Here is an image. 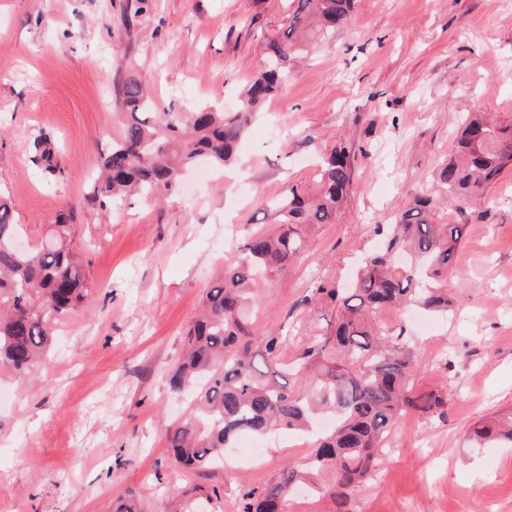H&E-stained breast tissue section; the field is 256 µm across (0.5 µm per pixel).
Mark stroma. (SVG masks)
Masks as SVG:
<instances>
[{"mask_svg": "<svg viewBox=\"0 0 512 512\" xmlns=\"http://www.w3.org/2000/svg\"><path fill=\"white\" fill-rule=\"evenodd\" d=\"M0 0V191L26 242L62 212L90 295L55 327L33 376L0 375L13 392L0 410V512H237L240 484L262 487L285 464L304 467L310 438H261L265 464L176 468L166 443L189 401L166 372L230 247L276 222L270 199L316 186L315 156L337 139L361 145L335 223L318 226L286 273L261 293L260 326L287 337L292 358L326 332L336 309L318 284L344 282L378 249L471 112L512 119V0H358L334 38L292 63L236 159L209 182L196 169L177 193L112 210L85 201L94 165L122 130L117 85L135 74L159 111L236 105L264 47L295 0ZM57 148L60 170L34 161L33 140ZM476 204L448 280L447 317L403 327L418 360L417 389L448 393L444 419L409 417L386 443L376 478L350 494L349 512H512V447H472L474 428L512 410V169Z\"/></svg>", "mask_w": 512, "mask_h": 512, "instance_id": "1", "label": "stroma"}]
</instances>
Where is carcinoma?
Here are the masks:
<instances>
[{"mask_svg": "<svg viewBox=\"0 0 512 512\" xmlns=\"http://www.w3.org/2000/svg\"><path fill=\"white\" fill-rule=\"evenodd\" d=\"M354 7L355 0H297L284 30L265 44L263 69L231 112H159L142 83L128 77L119 97L123 131L98 162L87 204L107 210L134 197L172 194L185 169L232 162L253 117L285 84L289 64L336 35ZM33 146L42 170L56 172L51 139L41 134ZM355 154L354 144L339 139L322 156L315 196L292 186L271 200L275 231L248 235L226 260L224 278L205 293L203 313L186 332V354L169 377L173 392L191 396L188 414L167 433L177 464H210L244 434L299 432L314 438L308 470L332 475L330 488L314 492L330 494L342 509L349 492L380 471L388 437L403 418L445 417L447 396L411 384L417 359L404 331L383 326L374 314L414 306L448 316V277L472 209L512 169V122L481 114L466 121L454 151L435 172L452 217L440 218L433 199L417 195L394 223L376 225L382 246L363 257L350 285L315 288L335 303V325L284 364L285 338L260 330L248 310L258 308L268 278L288 271L314 227L336 221ZM73 229L72 217L62 213L39 243L18 248L20 225L0 192V370L30 375L42 364L55 325L88 297L72 249ZM470 441L478 448L492 441L512 445V412L492 427L474 429ZM306 479L289 464L261 489L243 484L237 512H282Z\"/></svg>", "mask_w": 512, "mask_h": 512, "instance_id": "obj_1", "label": "carcinoma"}]
</instances>
